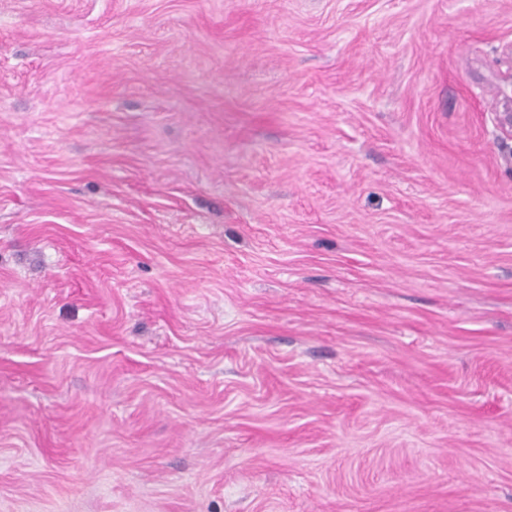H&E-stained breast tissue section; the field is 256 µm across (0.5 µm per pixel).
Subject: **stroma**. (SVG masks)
I'll list each match as a JSON object with an SVG mask.
<instances>
[{"label": "stroma", "instance_id": "stroma-1", "mask_svg": "<svg viewBox=\"0 0 512 512\" xmlns=\"http://www.w3.org/2000/svg\"><path fill=\"white\" fill-rule=\"evenodd\" d=\"M512 0H0V512H512Z\"/></svg>", "mask_w": 512, "mask_h": 512}]
</instances>
